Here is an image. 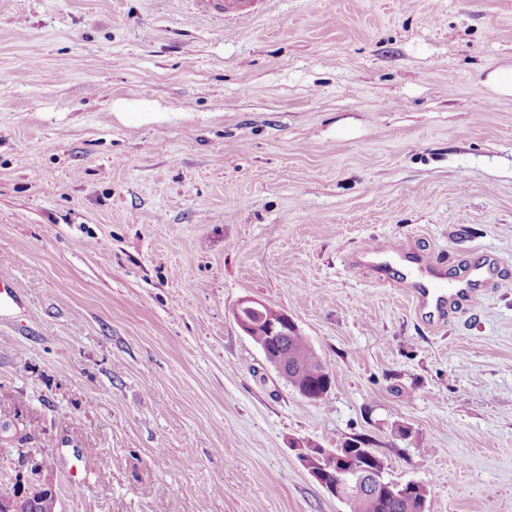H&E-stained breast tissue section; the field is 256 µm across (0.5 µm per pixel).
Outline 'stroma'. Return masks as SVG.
Listing matches in <instances>:
<instances>
[{"label": "stroma", "mask_w": 512, "mask_h": 512, "mask_svg": "<svg viewBox=\"0 0 512 512\" xmlns=\"http://www.w3.org/2000/svg\"><path fill=\"white\" fill-rule=\"evenodd\" d=\"M508 67L512 0H0V484L22 450L56 512H348L293 446L362 438L430 512H512ZM378 239L495 276L432 321ZM211 9H213L217 17L224 19L225 17L239 16L249 13L255 2L254 0H201ZM268 307L264 310L266 323L265 333L261 337L259 330V322L252 315L253 312H260L261 308ZM234 318L240 329L260 347L266 360L280 373L284 375L285 370L280 365L278 358L275 356L274 349L279 355L281 363L284 365L288 374V384L295 386L299 394L309 401L315 399L313 388L318 391V396L314 402H323L326 400L329 389L322 374V368L317 362V355L309 345L304 336L301 335L297 323L288 316L287 313L280 310L281 319L278 309L269 307L268 304L252 298L242 299L234 310ZM280 321V322H279ZM278 325H270L277 324ZM278 336H296L292 340L285 338L278 340L273 344L274 349L267 343L266 338L273 339ZM256 339L259 340L255 341ZM302 390H299V389Z\"/></svg>", "instance_id": "stroma-1"}]
</instances>
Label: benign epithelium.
I'll list each match as a JSON object with an SVG mask.
<instances>
[{"mask_svg": "<svg viewBox=\"0 0 512 512\" xmlns=\"http://www.w3.org/2000/svg\"><path fill=\"white\" fill-rule=\"evenodd\" d=\"M267 307V304L252 298L242 299L234 310V318L240 329L250 338L257 340L266 360L278 371L285 373L275 356L274 349L265 343V339L278 336H298L300 330L297 323L281 313L277 325H267L265 332H260L259 322L253 313ZM297 457L312 477L332 496L345 502L350 509H355L357 501L365 496L380 495L384 498L403 499L408 495L409 486L413 482L398 484L385 480L384 468H368L357 465V456L351 452L320 449L327 458V464L319 467L316 459L302 451V446L295 445ZM14 477L19 481L16 495L0 498V512H32L41 507L44 512H55L56 502L52 501L51 484L42 478V463L33 456L24 455L18 461Z\"/></svg>", "mask_w": 512, "mask_h": 512, "instance_id": "7a95c632", "label": "benign epithelium"}]
</instances>
